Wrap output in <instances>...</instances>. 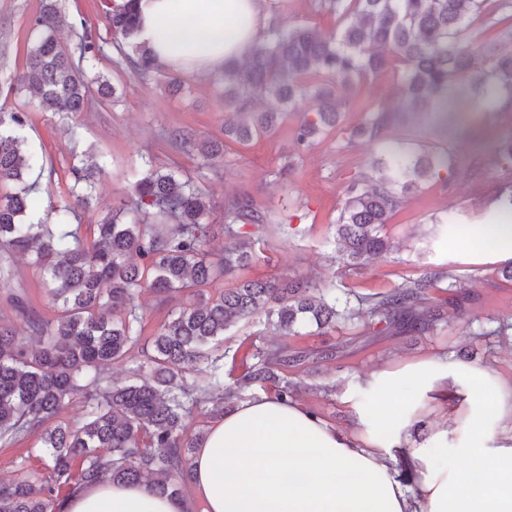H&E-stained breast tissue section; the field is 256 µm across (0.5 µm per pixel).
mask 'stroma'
Here are the masks:
<instances>
[{"label":"stroma","mask_w":512,"mask_h":512,"mask_svg":"<svg viewBox=\"0 0 512 512\" xmlns=\"http://www.w3.org/2000/svg\"><path fill=\"white\" fill-rule=\"evenodd\" d=\"M42 0H0V92L9 105L21 106L26 94L11 95V80L23 68L35 34L31 20ZM67 19L84 22L100 48L99 72L117 89V100L95 102L90 111L59 116L31 110L25 127V148L45 163L44 171L30 172L40 210L67 202L61 173L90 152L101 170L97 193L99 206L78 209L76 223L89 234L105 208L128 203L133 182L143 173L142 158L155 165L195 178L215 199L249 194L256 207L268 212L272 223L250 226L254 258L243 267L242 280H300L327 296L350 300L352 306L386 292L406 280L438 270L450 273L469 296L462 317L417 332L390 329L384 332L361 323H341L323 333L316 326L301 335L286 337L289 349L310 352L311 357L287 371L294 396L330 426L358 433V409L369 398L368 381L381 370L441 358L448 365L468 363L512 378V281L500 273L503 258L482 245L437 238V219L450 213L464 224L483 223L495 210L493 195L500 182L512 177V166L501 161L496 144L512 134V111H488L465 94H458L455 111L464 113L463 130L437 136L428 126L393 129L416 153L447 148L454 176L448 184L426 182L388 224L385 233L391 251L355 268L343 263L337 251L334 222L343 201L349 176L376 155L378 142L363 141L340 148L336 136L318 139L308 150H298L291 136L300 115L309 109L301 101L272 137L241 147L226 146L224 162L205 166L197 150H178L166 137L183 131L193 140L221 137L224 128V95L209 73L187 69L176 75L191 89L190 95L171 96L163 80H141L120 67L106 27L105 0H60ZM0 321L22 326L26 312L53 319L56 312L41 284L38 271L27 257L0 253ZM264 317L241 321L224 334V384L235 385L253 364L256 348L276 342ZM331 358H321L324 350ZM39 435L32 434L10 447H0V481L12 480L20 466L43 470Z\"/></svg>","instance_id":"35a3bbf8"}]
</instances>
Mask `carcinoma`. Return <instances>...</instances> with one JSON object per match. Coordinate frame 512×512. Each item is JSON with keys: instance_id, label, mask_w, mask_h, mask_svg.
Masks as SVG:
<instances>
[{"instance_id": "carcinoma-1", "label": "carcinoma", "mask_w": 512, "mask_h": 512, "mask_svg": "<svg viewBox=\"0 0 512 512\" xmlns=\"http://www.w3.org/2000/svg\"><path fill=\"white\" fill-rule=\"evenodd\" d=\"M339 27L324 35L316 27L288 21L283 0H274L272 19L250 52L213 75L224 89V139H206L198 153L207 165L224 161L225 141L246 145L275 131L288 105L311 94L314 106L296 125L293 137L304 148L322 133L334 132L341 147L358 140H380L397 122V113L374 100L355 98L350 111L362 113L353 127L342 126L345 105L336 90L384 71H392L408 113L422 117L445 106L448 89L461 75L475 81L480 100L512 107V52L498 43L512 40V0H322ZM105 21L117 53L138 76L164 75L161 64L138 39L135 0L113 3ZM74 31L75 46L60 41L62 26ZM38 32L27 50L25 66L15 76L41 112H83L94 98L114 95L111 80L96 71L101 52L87 30L75 32L57 0H45L32 19ZM269 107L252 111L255 100ZM28 114L0 106V249L30 255L45 293L58 316H27L25 330L0 323V446L33 432L41 435L40 452L50 461L46 472L26 467L0 482V512H62L58 489L102 481H151L159 494L182 496L191 479V460L204 438L187 434V421L198 410L217 417L238 392L255 384L271 385L274 396L293 397L284 371L301 356L288 347H267L240 379L224 390V354L217 344L242 320L265 314L284 336H296L308 321L325 330L337 321L362 317L365 325L429 330L445 320L439 307L426 306L435 273L406 281L372 300L360 316L349 304L307 293L285 279L235 283L216 299L204 287L236 271L253 258V242L241 228L269 224L272 218L241 194L221 205L224 233L234 240L215 260L205 257L208 218L214 202L194 181L160 167L148 170L132 186L133 207L107 212L90 225L88 239L66 231L53 235L43 221L25 222L39 202L23 184L24 171L40 164L23 151L21 130ZM448 169V152L411 157L389 147L382 161L352 175L346 201L336 219V241L344 260L359 266L385 252L383 228L402 208L420 181ZM73 205L52 207L46 219L69 224L75 209L95 193V170L70 169ZM497 213L512 214V180L500 184ZM446 233L476 235L479 225H461L446 216ZM147 290L159 297L189 291L190 301L171 313L143 344L145 316L137 302ZM33 336L30 346L27 336ZM140 354L144 368L125 384H110L103 366ZM204 371L207 383L188 388L185 375ZM83 409L73 425L56 416L74 399Z\"/></svg>"}]
</instances>
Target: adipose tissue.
Instances as JSON below:
<instances>
[{
    "label": "adipose tissue",
    "mask_w": 512,
    "mask_h": 512,
    "mask_svg": "<svg viewBox=\"0 0 512 512\" xmlns=\"http://www.w3.org/2000/svg\"><path fill=\"white\" fill-rule=\"evenodd\" d=\"M139 37L171 68L222 69L244 57L264 27L260 0H138ZM451 394L452 427L392 465L396 431L418 401L389 399L405 383ZM359 410L361 439L336 430L295 400L263 396L216 420L192 459L202 512H512V380L441 359L374 374ZM63 512H186L147 483L74 487Z\"/></svg>",
    "instance_id": "adipose-tissue-1"
}]
</instances>
